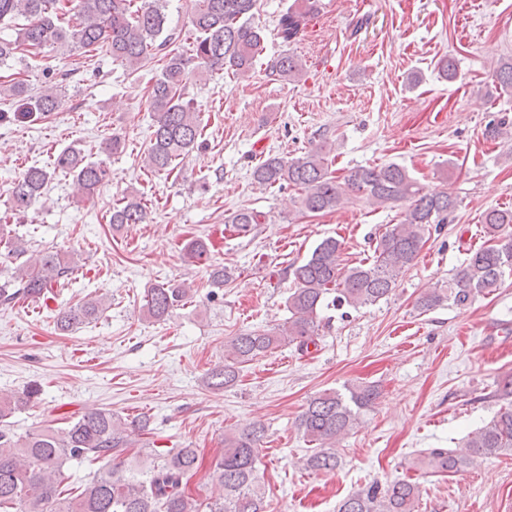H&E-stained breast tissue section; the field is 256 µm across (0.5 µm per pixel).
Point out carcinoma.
Masks as SVG:
<instances>
[{
	"instance_id": "obj_1",
	"label": "carcinoma",
	"mask_w": 512,
	"mask_h": 512,
	"mask_svg": "<svg viewBox=\"0 0 512 512\" xmlns=\"http://www.w3.org/2000/svg\"><path fill=\"white\" fill-rule=\"evenodd\" d=\"M257 0H194L190 23L195 31L190 53L172 47L173 35H163L165 0H0V26L23 17L26 23L14 35L0 37V67L21 63L36 49L91 53L107 47L112 61L137 69L154 51L164 52L165 64L148 94L153 113V132L144 156L154 172H170L175 162L198 146L200 109L186 96L187 65L224 70L238 78L248 76L263 51L262 31L251 19ZM320 11V0H293L280 15L277 36L286 44L296 41ZM301 59L281 55L267 64L268 74L293 81L303 72ZM0 97L17 103V111L46 118L62 103L58 85L34 94L23 80L0 82ZM58 172L74 176L82 197L90 200L112 181V171L102 162L86 159L69 147L53 162L31 165L11 181L7 192L10 209L23 213L44 194ZM261 186L288 185L300 193L302 210L317 214L336 209L350 193L362 196L374 207L402 203V219L376 240L373 259L348 269L341 267L343 243L329 236L310 255L291 267L294 288L288 295L289 317L283 325L240 333L225 344L224 364L206 374V385L222 390L234 385L243 364L265 355L283 343L299 350L315 342L319 311L331 305L359 309L387 298L402 274L418 258L426 235L434 224H445L457 207L446 191L428 193L396 163L355 166L343 177L333 175L323 147L285 161L268 157L253 171ZM148 212L143 199L130 195L112 205L110 224L117 230L142 224ZM239 234L261 223V214L240 208L225 217ZM486 242L470 252L448 288H431L417 301L427 312L448 299L464 306L480 294H489L506 270L512 271V209L490 208L483 215ZM184 257L200 263L211 259L210 244L195 238L184 246ZM76 263L53 252L34 264L20 263L0 284V305L13 306L21 299L48 300L54 288L71 276ZM191 288L169 284L149 290L146 315L163 320L190 297ZM104 311L102 299L91 298L56 314V326L65 332L95 320ZM38 389L13 400L0 399V512H201V504L185 493V476L198 468L194 448L154 454L150 461L126 460L128 431H144L147 420L127 422L110 411L91 409L70 417L65 427L45 426L24 436L11 430L10 418L28 406ZM379 396L372 384H348L344 391L324 390L309 399L299 416L298 430L314 445L306 467L332 471L338 465L336 444L353 431L361 416ZM267 428L254 423L224 432V453L215 461L224 495L206 504L207 512H267L265 492L257 480V463ZM512 455V406L502 407L484 426L469 435L458 449L427 448L421 463L436 473H455L477 459ZM112 459V468L98 472L85 484L63 489L70 475L69 462L81 464ZM419 486L396 479L384 485L362 487L348 495L337 512H416Z\"/></svg>"
}]
</instances>
